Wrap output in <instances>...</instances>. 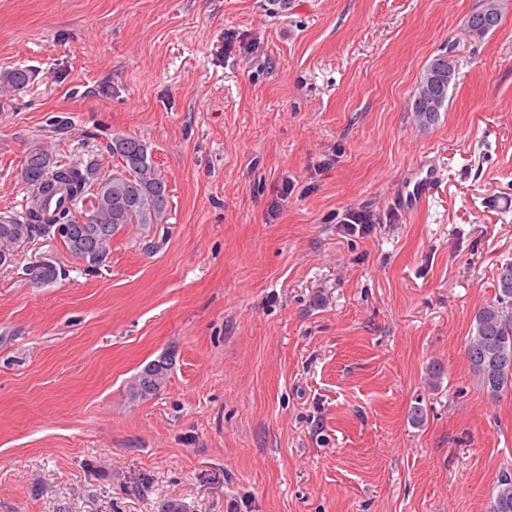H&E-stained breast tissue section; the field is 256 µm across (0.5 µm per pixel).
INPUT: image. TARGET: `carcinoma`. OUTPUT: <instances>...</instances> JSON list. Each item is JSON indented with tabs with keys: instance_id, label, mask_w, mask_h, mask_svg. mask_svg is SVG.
<instances>
[{
	"instance_id": "obj_1",
	"label": "carcinoma",
	"mask_w": 512,
	"mask_h": 512,
	"mask_svg": "<svg viewBox=\"0 0 512 512\" xmlns=\"http://www.w3.org/2000/svg\"><path fill=\"white\" fill-rule=\"evenodd\" d=\"M31 80L26 69L0 72V95L21 90ZM110 151L119 159L120 169L103 176L96 160L58 166L44 142L29 145L23 163L27 207L0 215V266L39 237L57 238L73 256L99 267L109 256L112 238L127 224L126 208L144 227L167 222V181L153 165L148 145L134 136H117ZM91 197L97 204L87 210L89 222L71 223L78 205ZM496 288V300L475 314L467 344L477 382L492 398L512 391V368L502 363L503 356H512V261L497 267ZM169 366L164 358L147 365L136 378V392L154 394ZM489 512H512V473L507 470L495 485Z\"/></svg>"
}]
</instances>
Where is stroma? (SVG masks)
Returning <instances> with one entry per match:
<instances>
[{
  "label": "stroma",
  "mask_w": 512,
  "mask_h": 512,
  "mask_svg": "<svg viewBox=\"0 0 512 512\" xmlns=\"http://www.w3.org/2000/svg\"><path fill=\"white\" fill-rule=\"evenodd\" d=\"M497 3L479 35L485 0H0V71L34 73L0 98V214L35 140L109 173L139 137L170 187L102 267L40 238L0 268V512H488L512 394L465 347L512 261ZM441 55L457 83L423 127ZM423 158L444 180L407 213L390 196ZM483 9H491L499 17L500 24L501 14L494 2L486 3ZM492 11H482L470 15L467 20V27L475 33L492 30L497 25V17ZM445 59L446 57L444 55L440 56L439 58H436L434 59L431 64L429 65V67L427 68L426 70V73L424 74V77L423 79L421 80V83L418 87V90L414 96V99H413V103H412V107H413V112H415V116H416V119L417 121L421 124V125H429L431 123H433L437 117H438V113L441 112V110L444 108L445 106V103L447 101V97H448V90L450 88V86L452 84L455 83V80H456V70H455V66H453L452 64H448V60L447 62L445 63V69H446V72H447V76H448V71H449V84L447 86V91L445 92V94L436 102L435 106H434V109H433V112H417L415 111L414 109V102L417 98L421 97L423 95V93L425 92V86H426V79H427V75L429 73V70L430 68L435 64L437 63L438 61H440V59ZM170 363L165 358L153 361L138 375L135 390L141 396L154 394L167 376Z\"/></svg>",
  "instance_id": "stroma-1"
}]
</instances>
